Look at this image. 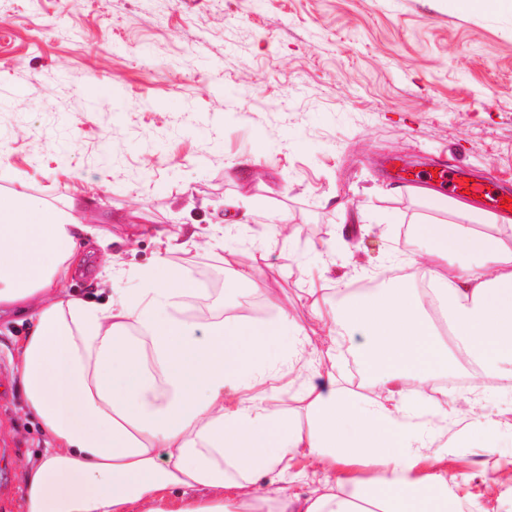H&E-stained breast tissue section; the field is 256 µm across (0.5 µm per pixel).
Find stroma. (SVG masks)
Instances as JSON below:
<instances>
[{"mask_svg":"<svg viewBox=\"0 0 512 512\" xmlns=\"http://www.w3.org/2000/svg\"><path fill=\"white\" fill-rule=\"evenodd\" d=\"M112 86L95 93L94 83ZM461 166L512 189V15L444 0H0V167L61 204L98 187L96 228L119 287L180 228L223 238L170 261L192 279L224 253L259 268L260 319L289 312L308 348L360 388L350 341L315 309L363 281L410 288L425 199L397 167ZM12 181L0 182L10 189ZM253 213L223 220L224 202ZM294 225L284 239L276 225ZM27 324L0 325V503L22 512L20 481L45 446L25 413L13 356ZM469 368L441 376L438 406L467 418L512 406V388L471 392ZM512 459L474 437L445 462L459 494L512 512L491 482Z\"/></svg>","mask_w":512,"mask_h":512,"instance_id":"stroma-1","label":"stroma"}]
</instances>
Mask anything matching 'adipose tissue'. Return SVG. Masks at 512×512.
<instances>
[{"mask_svg": "<svg viewBox=\"0 0 512 512\" xmlns=\"http://www.w3.org/2000/svg\"><path fill=\"white\" fill-rule=\"evenodd\" d=\"M89 203L84 192L61 206L23 185L0 192V313L29 315L16 369L47 434L22 477L23 512H465L442 466L448 414L425 403L462 360L473 393L512 380L511 224L431 194L438 218L415 227L431 296L351 292L317 310L362 362L376 398L361 401L304 336L273 357L289 314L188 315L210 291L167 255L138 288L112 287L111 254L85 239ZM452 210L467 223L445 220ZM91 258L109 287L102 304L66 288Z\"/></svg>", "mask_w": 512, "mask_h": 512, "instance_id": "obj_1", "label": "adipose tissue"}]
</instances>
